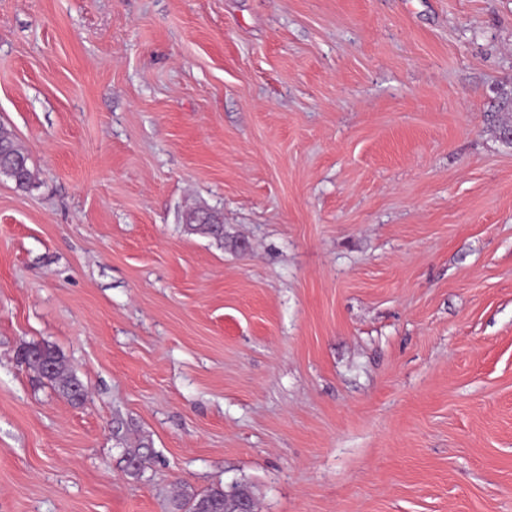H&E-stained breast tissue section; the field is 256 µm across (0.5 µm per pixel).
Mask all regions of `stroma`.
<instances>
[{"instance_id":"obj_1","label":"stroma","mask_w":512,"mask_h":512,"mask_svg":"<svg viewBox=\"0 0 512 512\" xmlns=\"http://www.w3.org/2000/svg\"><path fill=\"white\" fill-rule=\"evenodd\" d=\"M510 93L512 0H0V512H512ZM0 143L7 152V157L20 160L22 163L25 164L27 169V177L25 176V171L23 170V168L19 166H16L13 169V176V173L10 172V168L7 166L6 163L2 164L0 176L4 175L10 178L15 183L16 187L20 189L28 188L32 181V172L29 167V155L27 150L17 141L16 137L11 132V130L2 125H0ZM24 179V182L17 183L18 181H22ZM32 349L35 356L40 361V366L43 364H51L53 370L46 371L44 369H37L41 378L46 379L48 382L58 387L65 395L72 399L73 392V376L67 372V364L64 355L49 344H32L26 349ZM231 489H234V491L228 492ZM238 494L250 497L244 489L238 486H231L226 489V487L220 485L219 487L211 488L203 493L193 494L185 498L184 502L180 503V507L186 508V512H225L224 510H226V512H251L250 501L244 497L238 498L233 503L232 507L226 505V508H224L227 497Z\"/></svg>"}]
</instances>
